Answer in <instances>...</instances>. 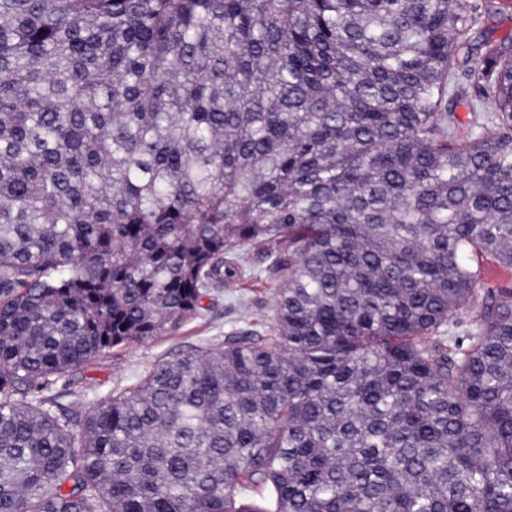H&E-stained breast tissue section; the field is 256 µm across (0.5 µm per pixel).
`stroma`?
I'll use <instances>...</instances> for the list:
<instances>
[{
  "label": "stroma",
  "mask_w": 512,
  "mask_h": 512,
  "mask_svg": "<svg viewBox=\"0 0 512 512\" xmlns=\"http://www.w3.org/2000/svg\"><path fill=\"white\" fill-rule=\"evenodd\" d=\"M240 253L248 265L261 272V280L225 284L204 299L200 316L186 321L175 332L145 343L115 348L98 361L83 366L80 376L96 385L95 393L87 397L88 403H95L116 386L135 383L156 362L205 345L231 330L260 333L262 320L271 314L276 285L263 275L268 265L266 259L246 247Z\"/></svg>",
  "instance_id": "35a3bbf8"
}]
</instances>
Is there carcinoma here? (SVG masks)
Here are the masks:
<instances>
[{"mask_svg": "<svg viewBox=\"0 0 512 512\" xmlns=\"http://www.w3.org/2000/svg\"><path fill=\"white\" fill-rule=\"evenodd\" d=\"M504 2L0 0V512H512ZM242 247L266 335L72 391ZM472 36L483 34L492 40L500 41L512 36V5L494 15H482ZM478 93L477 91L467 84L464 85V90L461 96L454 103V114L458 121V127L461 132H470L475 130L474 124L481 122L482 113L470 112L469 104L474 102ZM479 267L481 269L480 284L482 291H486V289H493L494 291H497L499 288H509L512 290V268H504L490 258L480 259ZM494 269L506 271L508 275L503 276L496 282H492L488 273Z\"/></svg>", "mask_w": 512, "mask_h": 512, "instance_id": "1", "label": "carcinoma"}]
</instances>
